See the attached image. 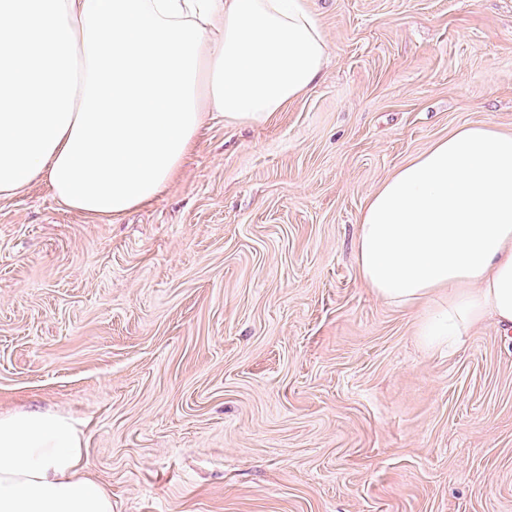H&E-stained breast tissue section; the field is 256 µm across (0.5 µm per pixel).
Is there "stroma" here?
I'll return each instance as SVG.
<instances>
[{"mask_svg": "<svg viewBox=\"0 0 512 512\" xmlns=\"http://www.w3.org/2000/svg\"><path fill=\"white\" fill-rule=\"evenodd\" d=\"M305 5L318 81L212 114L151 204L0 198V412L69 416L113 512H512V335L425 349L355 255L398 167L512 133V0Z\"/></svg>", "mask_w": 512, "mask_h": 512, "instance_id": "stroma-1", "label": "stroma"}]
</instances>
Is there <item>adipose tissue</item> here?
<instances>
[{
    "label": "adipose tissue",
    "mask_w": 512,
    "mask_h": 512,
    "mask_svg": "<svg viewBox=\"0 0 512 512\" xmlns=\"http://www.w3.org/2000/svg\"><path fill=\"white\" fill-rule=\"evenodd\" d=\"M326 63L304 0H0V198L40 180L68 209L120 216L163 192L208 113L265 122ZM355 251L366 287L422 308L427 347L489 319L512 332V134L468 125L401 166ZM84 456L69 417L0 413V512H112Z\"/></svg>",
    "instance_id": "obj_1"
}]
</instances>
